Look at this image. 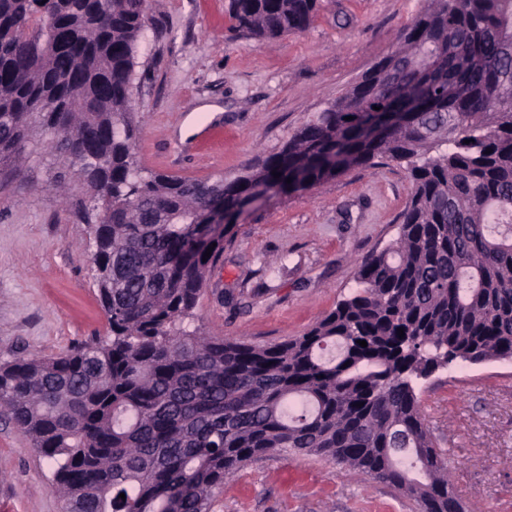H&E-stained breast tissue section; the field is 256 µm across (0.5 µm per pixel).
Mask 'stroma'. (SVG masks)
I'll use <instances>...</instances> for the list:
<instances>
[{"mask_svg": "<svg viewBox=\"0 0 512 512\" xmlns=\"http://www.w3.org/2000/svg\"><path fill=\"white\" fill-rule=\"evenodd\" d=\"M228 0H147L132 95L138 164L232 177L288 139L393 47L425 0H320L301 33L232 30ZM35 130L0 167V363L51 357L110 334L94 281L79 163ZM406 163L354 166L252 205L224 240L196 308L214 336L271 345L303 335L391 246L410 193ZM423 416L466 507L512 512V361L458 363L420 389ZM53 468L0 414V512H61ZM210 512H417L397 488L310 454H266L224 480Z\"/></svg>", "mask_w": 512, "mask_h": 512, "instance_id": "stroma-1", "label": "stroma"}]
</instances>
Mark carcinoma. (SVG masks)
<instances>
[{
  "mask_svg": "<svg viewBox=\"0 0 512 512\" xmlns=\"http://www.w3.org/2000/svg\"><path fill=\"white\" fill-rule=\"evenodd\" d=\"M34 2L0 0V163L20 155L35 123L79 159L112 333L0 364V410L52 462L63 512H209L226 475L288 450L395 486L419 512H453L418 382L458 361L512 359V0H426L334 101L213 181L137 163L146 0ZM317 2L229 0V16L233 30L276 40L308 29ZM410 95L430 105L394 121ZM370 123L386 134L367 139ZM379 159L407 163L411 192L398 238L361 262L356 291L280 344L190 328L255 187L288 195ZM215 195L224 229L197 246L194 219ZM329 342L341 352L325 360Z\"/></svg>",
  "mask_w": 512,
  "mask_h": 512,
  "instance_id": "cac0c4a2",
  "label": "carcinoma"
}]
</instances>
